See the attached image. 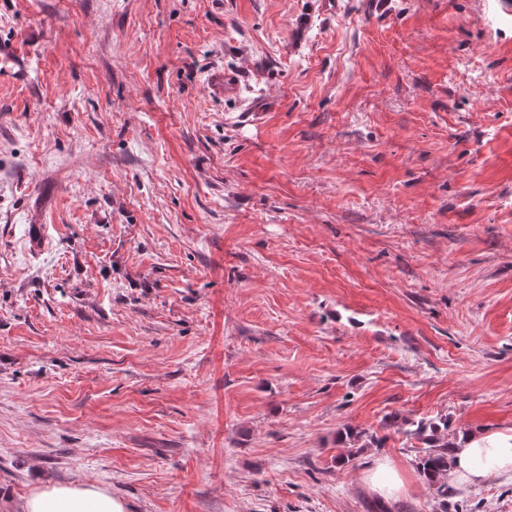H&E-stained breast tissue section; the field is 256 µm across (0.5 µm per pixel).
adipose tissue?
<instances>
[{"label": "adipose tissue", "instance_id": "1", "mask_svg": "<svg viewBox=\"0 0 512 512\" xmlns=\"http://www.w3.org/2000/svg\"><path fill=\"white\" fill-rule=\"evenodd\" d=\"M493 475L512 477V432L458 436L450 479L478 484ZM19 512H125V507L107 489L80 482L37 487Z\"/></svg>", "mask_w": 512, "mask_h": 512}]
</instances>
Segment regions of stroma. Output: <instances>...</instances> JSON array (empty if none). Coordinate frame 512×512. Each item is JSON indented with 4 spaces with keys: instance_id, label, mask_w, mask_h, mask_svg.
<instances>
[{
    "instance_id": "stroma-1",
    "label": "stroma",
    "mask_w": 512,
    "mask_h": 512,
    "mask_svg": "<svg viewBox=\"0 0 512 512\" xmlns=\"http://www.w3.org/2000/svg\"><path fill=\"white\" fill-rule=\"evenodd\" d=\"M420 420L512 430V0H0V512H512ZM414 430L407 435L423 440L430 449L426 451L418 463L420 474L429 486H437L441 478L447 474L453 462L454 446L448 445V436L441 434L440 426L436 423L413 422ZM429 430V434H427ZM366 481L373 491L388 500L394 499L403 486L399 472L385 460L376 461L367 473ZM18 512H125L124 504L104 488L88 483L37 487Z\"/></svg>"
}]
</instances>
